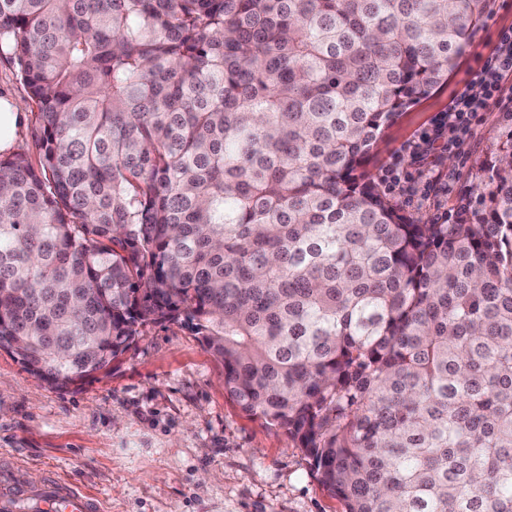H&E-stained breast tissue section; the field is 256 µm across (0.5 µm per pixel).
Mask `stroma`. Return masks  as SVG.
<instances>
[{
    "instance_id": "1",
    "label": "stroma",
    "mask_w": 512,
    "mask_h": 512,
    "mask_svg": "<svg viewBox=\"0 0 512 512\" xmlns=\"http://www.w3.org/2000/svg\"><path fill=\"white\" fill-rule=\"evenodd\" d=\"M509 26L512 0H490L447 83L399 114L374 147L367 169L375 181L408 141L430 131ZM504 122V113H479L461 154L434 152L405 165L440 173L451 189L447 208H456L474 194L473 174ZM392 200L422 221L444 220L423 180ZM26 473L39 484L50 475L75 484L104 512H343L303 450L243 413L224 391L223 364L193 332L169 323L141 327L109 370L63 390L0 350V475L20 488Z\"/></svg>"
}]
</instances>
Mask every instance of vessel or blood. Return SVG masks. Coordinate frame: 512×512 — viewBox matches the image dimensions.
Here are the masks:
<instances>
[{"label": "vessel or blood", "instance_id": "b4317fda", "mask_svg": "<svg viewBox=\"0 0 512 512\" xmlns=\"http://www.w3.org/2000/svg\"><path fill=\"white\" fill-rule=\"evenodd\" d=\"M29 504L36 512H100L96 499L70 484L49 479L38 488L20 491L9 482L0 483V512H25Z\"/></svg>", "mask_w": 512, "mask_h": 512}]
</instances>
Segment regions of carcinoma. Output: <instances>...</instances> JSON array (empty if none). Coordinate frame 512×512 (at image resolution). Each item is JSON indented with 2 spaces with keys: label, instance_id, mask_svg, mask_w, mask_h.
Returning a JSON list of instances; mask_svg holds the SVG:
<instances>
[{
  "label": "carcinoma",
  "instance_id": "obj_1",
  "mask_svg": "<svg viewBox=\"0 0 512 512\" xmlns=\"http://www.w3.org/2000/svg\"><path fill=\"white\" fill-rule=\"evenodd\" d=\"M490 0H0V350L66 389L179 323L343 512H512V128L450 224L366 169ZM4 94L15 100L0 97V153L10 149L25 108L26 120L17 130L10 153L26 154L34 160L36 158L34 147L36 113L31 112L33 108L23 82L16 75L12 65L4 57H0V96Z\"/></svg>",
  "mask_w": 512,
  "mask_h": 512
}]
</instances>
